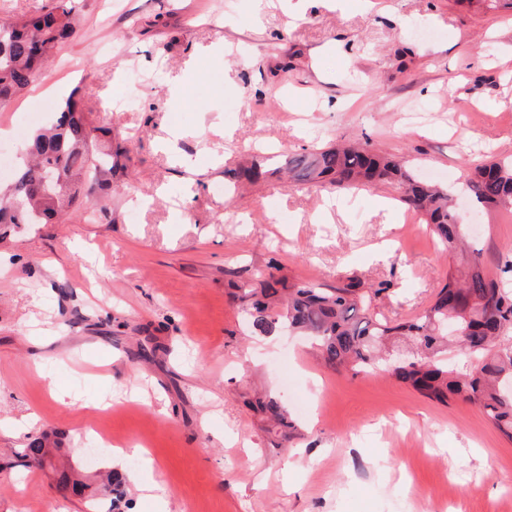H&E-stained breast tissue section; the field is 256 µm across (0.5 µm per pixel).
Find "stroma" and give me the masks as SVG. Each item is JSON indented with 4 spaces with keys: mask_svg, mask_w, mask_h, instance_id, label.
<instances>
[{
    "mask_svg": "<svg viewBox=\"0 0 512 512\" xmlns=\"http://www.w3.org/2000/svg\"><path fill=\"white\" fill-rule=\"evenodd\" d=\"M48 70L0 109L13 160L76 96L122 166L89 209L0 227V512H89L21 455L51 435L92 476L113 446L123 512H512V439L476 404H441L385 373L326 368L295 333L254 335L229 280L277 266L294 280L378 289L373 311L415 316L448 271L395 187L338 191L273 176L218 194L226 170L371 141L447 186L463 161L512 158V0H78ZM503 279L512 214L466 213ZM148 358L130 360L136 345ZM69 388L71 405L53 396ZM278 397L296 425L248 405Z\"/></svg>",
    "mask_w": 512,
    "mask_h": 512,
    "instance_id": "1",
    "label": "stroma"
}]
</instances>
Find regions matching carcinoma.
I'll use <instances>...</instances> for the list:
<instances>
[{
	"label": "carcinoma",
	"mask_w": 512,
	"mask_h": 512,
	"mask_svg": "<svg viewBox=\"0 0 512 512\" xmlns=\"http://www.w3.org/2000/svg\"><path fill=\"white\" fill-rule=\"evenodd\" d=\"M74 0H55L45 14L0 23V106L9 104L31 83L55 49L76 32ZM85 109L72 98L55 121L37 131L26 149V161L8 192L0 197V224H54L83 206L81 187L87 176L112 171L120 153L103 149ZM466 178L444 188L415 179L398 161L369 143L329 146L288 158V178L299 183L324 180L340 190L372 183H391L401 200L423 214L433 233L450 252L465 249L466 225L453 204L459 195L481 209L512 213V160L465 163ZM59 172L62 185L51 189L43 173ZM265 174L252 162L237 168L232 180L256 182ZM465 269L450 272L434 301L417 317L388 320L371 312L380 289L359 281L326 287L292 282L269 271L258 283L232 282L230 295L243 302L252 332L271 336L288 326L311 337L325 365L337 372H386L430 400L446 404L461 399L479 405L499 431L512 438V291L485 271L481 251L473 248ZM458 331L460 349L482 359L479 375L468 376L436 360L447 351L448 324ZM271 427L292 430L288 410L271 396L248 402ZM112 494V510L120 512L124 480L111 470L102 477Z\"/></svg>",
	"instance_id": "1"
}]
</instances>
